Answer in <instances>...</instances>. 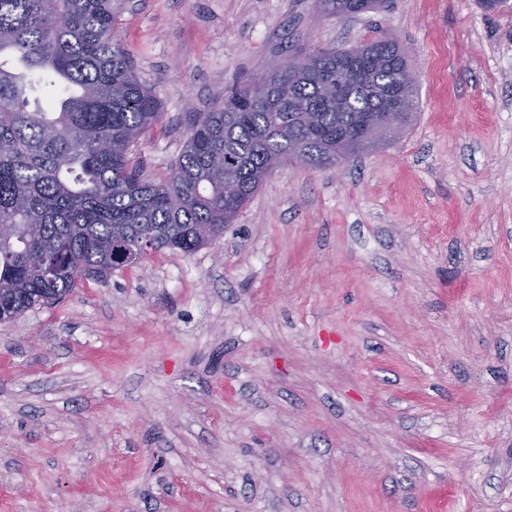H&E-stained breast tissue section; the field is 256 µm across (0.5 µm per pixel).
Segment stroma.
<instances>
[{
	"mask_svg": "<svg viewBox=\"0 0 512 512\" xmlns=\"http://www.w3.org/2000/svg\"><path fill=\"white\" fill-rule=\"evenodd\" d=\"M388 33L401 140L0 322V512H512V0H124L136 158L163 180L239 82Z\"/></svg>",
	"mask_w": 512,
	"mask_h": 512,
	"instance_id": "stroma-1",
	"label": "stroma"
}]
</instances>
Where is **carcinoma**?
Listing matches in <instances>:
<instances>
[{"label": "carcinoma", "instance_id": "carcinoma-1", "mask_svg": "<svg viewBox=\"0 0 512 512\" xmlns=\"http://www.w3.org/2000/svg\"><path fill=\"white\" fill-rule=\"evenodd\" d=\"M120 0H0V319L104 282L150 251L191 254L224 234L273 157L336 164L416 117L405 52L377 38L317 48L192 119L169 177L133 155L162 115L115 35Z\"/></svg>", "mask_w": 512, "mask_h": 512}]
</instances>
